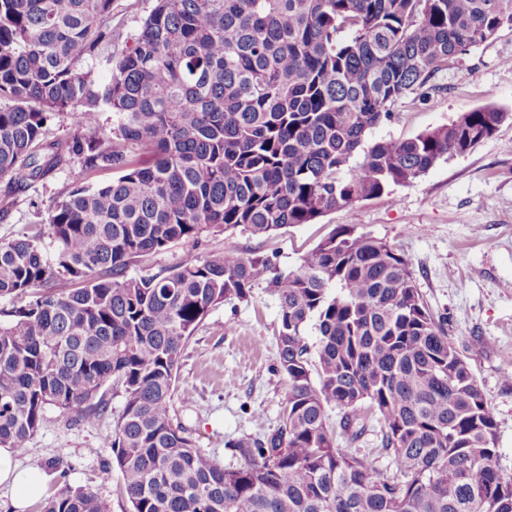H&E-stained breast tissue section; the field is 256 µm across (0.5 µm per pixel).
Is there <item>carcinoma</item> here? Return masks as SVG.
I'll return each instance as SVG.
<instances>
[{
  "instance_id": "cac0c4a2",
  "label": "carcinoma",
  "mask_w": 512,
  "mask_h": 512,
  "mask_svg": "<svg viewBox=\"0 0 512 512\" xmlns=\"http://www.w3.org/2000/svg\"><path fill=\"white\" fill-rule=\"evenodd\" d=\"M111 11L0 0V180L71 160L114 174L56 202L53 254L37 235L0 241V299L29 298L0 323V445L24 450L49 409L97 421L110 382L124 408L105 441L132 512H512L492 408L388 242L341 226L291 271L225 248L127 274L204 233L314 224L492 137L512 114L488 105L368 140L398 99L425 100L512 29V0H157L102 77L82 63L112 42ZM64 114L76 131L50 136ZM263 284L286 402L273 432L227 442L241 463L225 467L173 421L178 369L208 312ZM374 417L390 471L349 448ZM41 512L105 507L67 490ZM188 254V251L180 245L155 255L145 264L132 265L128 269V275L140 276L158 272L160 269L171 268L182 262Z\"/></svg>"
}]
</instances>
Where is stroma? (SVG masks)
<instances>
[{
  "label": "stroma",
  "mask_w": 512,
  "mask_h": 512,
  "mask_svg": "<svg viewBox=\"0 0 512 512\" xmlns=\"http://www.w3.org/2000/svg\"><path fill=\"white\" fill-rule=\"evenodd\" d=\"M156 0H113L114 37L85 65L107 72L137 35ZM512 30L461 55L437 74L425 102L398 100L393 116L373 139L406 138L444 125L471 109L495 105L509 112L498 131L474 150L439 161L406 186L355 203L315 224L288 227L266 238L240 230L202 236L195 254L224 248L257 250L280 269L293 270L301 256L335 227L346 225L387 241L411 264L416 284L435 319L469 364L498 422V463L512 472ZM111 172L85 174L73 161L31 187L8 191L0 180V241L40 235L46 252L48 211L80 184L110 181ZM279 307L268 288L213 308L190 337L180 362L171 415L196 446L220 464L238 465L227 443L278 427L288 380L275 369ZM123 411L111 395L97 424H74L48 411L17 459L48 476L45 496L65 489L94 493L107 512H131L123 477L103 441Z\"/></svg>",
  "instance_id": "obj_1"
}]
</instances>
